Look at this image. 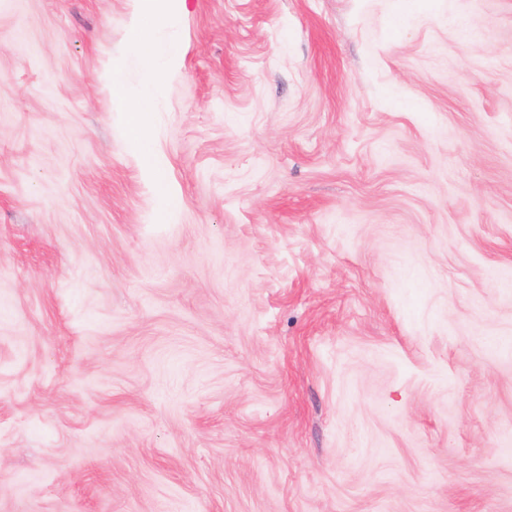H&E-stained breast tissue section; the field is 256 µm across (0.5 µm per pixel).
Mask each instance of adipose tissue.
I'll return each mask as SVG.
<instances>
[{
  "instance_id": "obj_1",
  "label": "adipose tissue",
  "mask_w": 512,
  "mask_h": 512,
  "mask_svg": "<svg viewBox=\"0 0 512 512\" xmlns=\"http://www.w3.org/2000/svg\"><path fill=\"white\" fill-rule=\"evenodd\" d=\"M130 42L141 61L147 76L137 93H130L122 77L112 79V95L126 114L128 134L133 142L143 143L150 119L162 95V67L176 52L174 44L157 38L154 29L137 27L130 35Z\"/></svg>"
}]
</instances>
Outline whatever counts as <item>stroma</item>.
Masks as SVG:
<instances>
[{"mask_svg":"<svg viewBox=\"0 0 512 512\" xmlns=\"http://www.w3.org/2000/svg\"><path fill=\"white\" fill-rule=\"evenodd\" d=\"M178 16L0 0V512H512V0ZM130 42L136 54L145 64L147 76L135 94H131L121 74L112 79V95L126 112L127 129L131 140L143 146L152 113L162 95V66L176 53L172 43L156 37L155 29L136 27L131 31Z\"/></svg>","mask_w":512,"mask_h":512,"instance_id":"1","label":"stroma"}]
</instances>
